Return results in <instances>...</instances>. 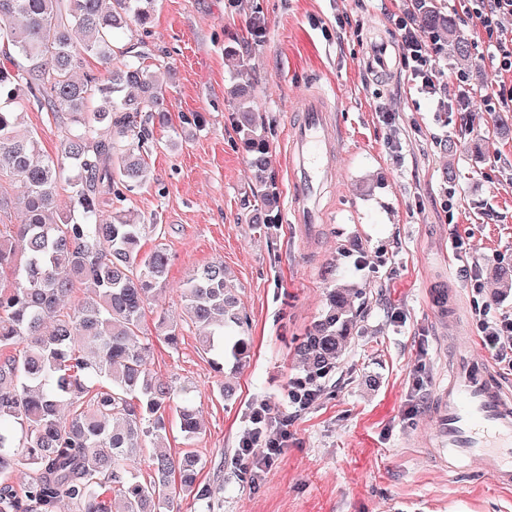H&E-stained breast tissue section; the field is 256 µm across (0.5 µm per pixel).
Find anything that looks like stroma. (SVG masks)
Instances as JSON below:
<instances>
[{
	"label": "stroma",
	"mask_w": 512,
	"mask_h": 512,
	"mask_svg": "<svg viewBox=\"0 0 512 512\" xmlns=\"http://www.w3.org/2000/svg\"><path fill=\"white\" fill-rule=\"evenodd\" d=\"M437 2L471 44L469 120L408 80L395 20L413 14V0L159 2L145 42L169 122L151 126L149 181L124 206L160 227L143 250L162 243L171 255L156 308L183 319L187 273L224 262L254 343L232 402L219 395L194 327L184 328L178 351L158 340L149 358L161 380L196 388L198 479L220 488L211 512H512V491L449 472L435 455L431 420L456 346L484 354L480 315L512 313V292L497 290L512 275V135L494 132L486 108L501 77L464 0ZM253 16L266 24L250 56L277 194L269 206L253 189L225 94L226 51L242 48ZM382 41L391 66L379 76L366 59ZM314 89L336 104V176L324 188L325 222L310 236L288 221L287 157L291 126ZM176 127L189 138L173 148ZM351 281L366 288L367 307L348 353L316 403L294 412L295 346L326 290ZM262 401L287 421L290 438L257 472L239 443ZM415 402L419 411L408 414Z\"/></svg>",
	"instance_id": "35a3bbf8"
}]
</instances>
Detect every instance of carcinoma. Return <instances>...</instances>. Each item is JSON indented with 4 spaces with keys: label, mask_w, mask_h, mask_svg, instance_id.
<instances>
[{
    "label": "carcinoma",
    "mask_w": 512,
    "mask_h": 512,
    "mask_svg": "<svg viewBox=\"0 0 512 512\" xmlns=\"http://www.w3.org/2000/svg\"><path fill=\"white\" fill-rule=\"evenodd\" d=\"M158 0H0V512H175V496L203 507L217 493L198 481L193 449L163 448L165 414L181 396L180 428L203 431L192 396L150 371L146 308L165 285L169 257L141 251L147 225L123 208L104 214L147 182L149 125L166 121L167 90L144 65L142 40L122 47L114 34L151 27ZM430 50L468 74L470 45L436 0H415ZM99 74H78L86 59ZM227 97L239 112L255 188L273 192L265 123L251 105L248 57L232 52ZM38 105L62 132L61 157H44L41 137L24 124ZM66 198H61L62 188ZM18 224L5 223L11 210ZM82 297L71 307L65 299ZM366 290L327 291L320 315L297 345L302 381L318 385L342 361ZM181 299L214 373L251 357L249 320L222 262L188 275ZM157 337L177 348L181 323L164 315ZM151 475L135 469L147 448ZM29 472L18 491L10 482Z\"/></svg>",
    "instance_id": "1"
}]
</instances>
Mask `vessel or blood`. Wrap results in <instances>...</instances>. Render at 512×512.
<instances>
[{"mask_svg": "<svg viewBox=\"0 0 512 512\" xmlns=\"http://www.w3.org/2000/svg\"><path fill=\"white\" fill-rule=\"evenodd\" d=\"M331 110L327 95L312 90L290 136L288 210L292 223L308 233L322 221L318 198L331 171L326 149L333 130ZM433 424L438 451L449 470L464 469L500 488H512V391L488 360L471 352L455 358Z\"/></svg>", "mask_w": 512, "mask_h": 512, "instance_id": "1", "label": "vessel or blood"}]
</instances>
